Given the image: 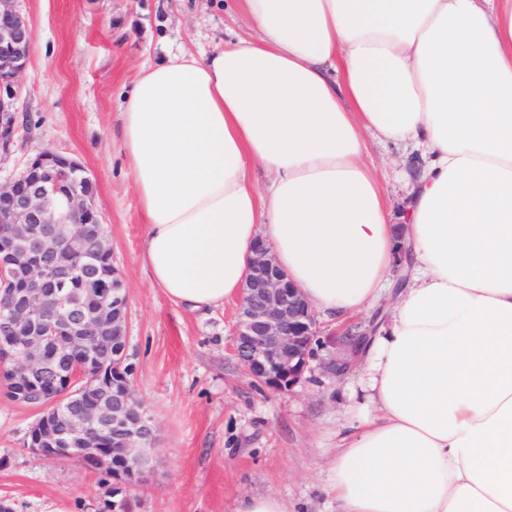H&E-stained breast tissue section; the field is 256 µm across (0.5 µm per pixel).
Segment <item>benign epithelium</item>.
Returning a JSON list of instances; mask_svg holds the SVG:
<instances>
[{"mask_svg": "<svg viewBox=\"0 0 512 512\" xmlns=\"http://www.w3.org/2000/svg\"><path fill=\"white\" fill-rule=\"evenodd\" d=\"M0 0V159L19 131L15 81L25 70L34 32ZM94 181L78 162L46 148L0 183V377L12 401L42 396L27 448L46 460H74L112 473V433L122 439L130 479L147 482L155 430L133 383L113 396L112 369L100 368L92 341L126 335L128 297L112 264L107 230L93 205ZM233 352L248 374L273 392L292 390L314 359L319 328L307 300L261 242L253 249L237 309ZM378 322L345 327L324 371L341 378L358 364ZM63 341L65 353L50 349Z\"/></svg>", "mask_w": 512, "mask_h": 512, "instance_id": "1", "label": "benign epithelium"}]
</instances>
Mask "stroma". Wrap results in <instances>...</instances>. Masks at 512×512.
Listing matches in <instances>:
<instances>
[{
	"label": "stroma",
	"mask_w": 512,
	"mask_h": 512,
	"mask_svg": "<svg viewBox=\"0 0 512 512\" xmlns=\"http://www.w3.org/2000/svg\"><path fill=\"white\" fill-rule=\"evenodd\" d=\"M225 0H17L34 29L14 110L19 136L0 182L50 148L96 184L94 205L128 296L127 362L156 430L153 473L132 489L133 512H234L239 496L273 494L291 512H334L321 485L346 423L344 382L324 376L342 325L318 318L323 347L304 380L271 393L248 376L231 343L237 306L200 314L151 287L140 256L145 226L120 149L126 93L143 64L211 52L249 27ZM365 160L401 208L418 152L368 138ZM38 409L0 384V500L13 512H99L109 474L42 459L26 446Z\"/></svg>",
	"instance_id": "obj_1"
}]
</instances>
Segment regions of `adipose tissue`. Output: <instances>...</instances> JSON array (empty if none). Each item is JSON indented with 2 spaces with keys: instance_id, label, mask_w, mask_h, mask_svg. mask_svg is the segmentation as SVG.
Returning a JSON list of instances; mask_svg holds the SVG:
<instances>
[{
  "instance_id": "1",
  "label": "adipose tissue",
  "mask_w": 512,
  "mask_h": 512,
  "mask_svg": "<svg viewBox=\"0 0 512 512\" xmlns=\"http://www.w3.org/2000/svg\"><path fill=\"white\" fill-rule=\"evenodd\" d=\"M241 7L248 36L143 66L121 114L151 286L197 312L238 301L261 240L324 318L394 288L325 494L512 512V0ZM369 134L420 153L401 215Z\"/></svg>"
}]
</instances>
